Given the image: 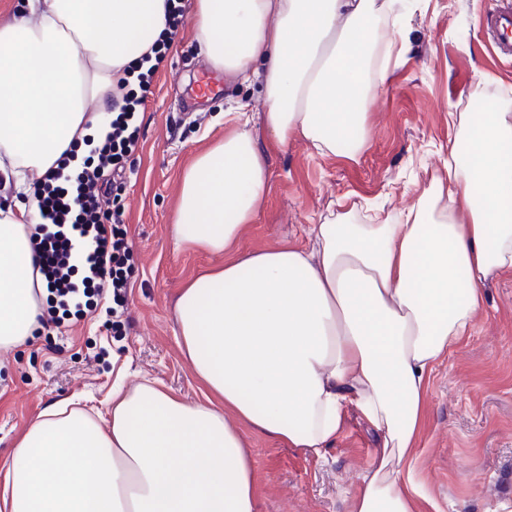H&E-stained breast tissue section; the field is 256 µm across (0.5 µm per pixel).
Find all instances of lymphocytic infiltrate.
I'll return each instance as SVG.
<instances>
[{
  "label": "lymphocytic infiltrate",
  "mask_w": 512,
  "mask_h": 512,
  "mask_svg": "<svg viewBox=\"0 0 512 512\" xmlns=\"http://www.w3.org/2000/svg\"><path fill=\"white\" fill-rule=\"evenodd\" d=\"M138 87L123 96L119 112L99 137L83 140L87 156L80 168L58 164L36 186L39 224L30 234L33 261L44 275L55 303L43 324L82 317L85 299L111 298L123 305L129 284L124 275L132 258L121 206H103L98 187L110 186L139 146L137 109L144 104L149 73L137 76Z\"/></svg>",
  "instance_id": "f902f5d3"
}]
</instances>
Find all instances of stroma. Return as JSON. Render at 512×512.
Wrapping results in <instances>:
<instances>
[{"instance_id":"1","label":"stroma","mask_w":512,"mask_h":512,"mask_svg":"<svg viewBox=\"0 0 512 512\" xmlns=\"http://www.w3.org/2000/svg\"><path fill=\"white\" fill-rule=\"evenodd\" d=\"M494 2L400 0L406 54L371 108L364 149L322 155L302 139L284 149L262 139L268 195L255 222L243 226L238 255L305 246L310 226L335 215L368 223L364 203L396 217L436 192L459 132L449 113H512V57L498 54L481 23ZM208 72L181 25L140 111V145L119 200L132 247L127 302L111 314L108 300H98L83 318L40 326L22 346L0 350V461L45 408L76 396L108 426L120 380L154 379L185 401L201 398L174 304L191 278L224 258L176 247L174 203L191 156L223 138L225 111L247 106L256 127L263 111L257 85L220 72L218 93L194 99L193 79ZM427 402L418 468L442 512H491L512 501V275L488 282L483 313L467 342L436 366ZM247 441L256 512H347L346 492L360 484L377 437L351 412L323 460L262 436Z\"/></svg>"}]
</instances>
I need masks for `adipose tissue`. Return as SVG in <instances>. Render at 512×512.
Masks as SVG:
<instances>
[{
    "label": "adipose tissue",
    "mask_w": 512,
    "mask_h": 512,
    "mask_svg": "<svg viewBox=\"0 0 512 512\" xmlns=\"http://www.w3.org/2000/svg\"><path fill=\"white\" fill-rule=\"evenodd\" d=\"M390 0H195L215 70L258 84L261 130L224 137L182 173L177 246L224 255L178 296L181 347L203 387L188 403L145 381L112 389V418L57 404L0 467V512H254L243 429L322 458L356 412L377 448L350 512H423L415 450L437 363L470 336L486 282L512 272V113L460 117L446 191L398 220L312 225L307 247L236 258L267 193V134L323 154L365 145L397 43ZM168 33L166 0H9L0 10V349L39 323L29 227L46 174L112 111V92Z\"/></svg>",
    "instance_id": "adipose-tissue-1"
}]
</instances>
